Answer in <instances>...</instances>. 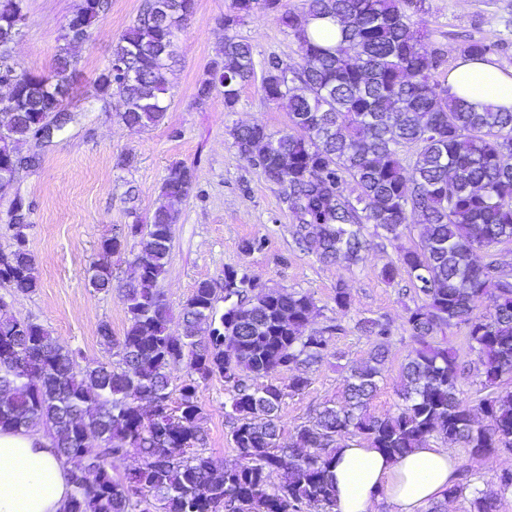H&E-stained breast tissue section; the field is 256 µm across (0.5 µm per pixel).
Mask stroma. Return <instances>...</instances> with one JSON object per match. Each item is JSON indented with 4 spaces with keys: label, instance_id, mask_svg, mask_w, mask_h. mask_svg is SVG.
I'll list each match as a JSON object with an SVG mask.
<instances>
[{
    "label": "stroma",
    "instance_id": "1",
    "mask_svg": "<svg viewBox=\"0 0 512 512\" xmlns=\"http://www.w3.org/2000/svg\"><path fill=\"white\" fill-rule=\"evenodd\" d=\"M80 2L27 0V21L13 49L15 60L27 70L49 72L64 26ZM142 3L111 0L107 15L76 50L78 76L67 101L73 122L48 146L30 142L23 148L24 153L40 157L39 165L22 171L17 183L31 204L27 236L39 286L30 294L8 295L10 312L44 324L63 345L81 350L84 365L111 360L97 328L106 321L114 336H122L126 313L118 294L87 287L86 270L98 259L102 239L132 223L134 216L150 215L167 168L180 162L194 170L196 181L178 205L168 271L158 283L171 327H178L182 306L197 283L208 280L223 287L224 271L230 267L266 287L310 295L315 302L310 329L337 324L341 330L331 336L325 358L313 367L311 385L280 405L282 438L287 441L297 426L337 400L351 367L368 358L374 340L358 330V321L384 320L391 329L388 354L369 411L375 416L395 412L401 367L415 347L407 318L423 299L407 275L389 281L383 270L397 264L401 249L418 248L416 218L402 226L396 241L382 229L366 225L369 247L355 263L325 264L297 248V224L280 188L268 184L258 168L237 154L230 136L237 124L259 123L275 133L287 129L286 106L265 100L256 82L243 88L232 112L225 111L224 97L217 92L206 104L195 101L198 81L224 45L222 19L231 12L233 0H196L193 15L178 34L171 104L164 120L145 131L118 122L119 100L94 102L93 81L113 45L136 21ZM410 15L424 23L425 45L440 58L439 81H447L471 40L487 44L500 67L512 68V0H419ZM236 33L253 44L256 59L274 55L289 65L300 61L295 40L274 12L253 9ZM128 156L134 159L129 166L123 163ZM253 239L262 240L261 249H245V242ZM340 286L349 296L345 309L335 302ZM436 340L453 349L467 374L460 398L475 402L480 389L478 350L461 327L445 329ZM224 400L223 380L215 378L202 386L206 453L220 468L238 462L229 440ZM457 458L469 468L473 486L482 489L494 483L500 470L512 468V451L484 458L461 447Z\"/></svg>",
    "mask_w": 512,
    "mask_h": 512
}]
</instances>
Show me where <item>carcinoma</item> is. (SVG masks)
I'll return each instance as SVG.
<instances>
[{
  "mask_svg": "<svg viewBox=\"0 0 512 512\" xmlns=\"http://www.w3.org/2000/svg\"><path fill=\"white\" fill-rule=\"evenodd\" d=\"M26 0H0V34L24 26ZM413 0H305L299 11H280L279 21L298 44L301 62L283 74L281 61H256L250 42L225 35L221 56L196 87L203 103L214 92L233 112L242 89L261 73L263 97L288 103V129L260 124L230 130L238 155L254 163L266 182L283 190L298 224L297 244L321 262H357L367 249L362 226L373 224L396 240L408 216L418 217L421 246L403 251L399 265L383 271L391 281L406 272L424 305L408 324L420 345L402 368V403L383 417L368 412L386 361L389 327L366 318L358 329L378 342L369 359L351 368L343 399L326 405L313 422L296 427L280 444V404L311 384L308 370L322 361L329 326L308 330L315 309L311 296L258 288L234 268L224 271V312L217 291L199 282L181 311L179 328L157 289L167 271L174 203L187 197L195 174L181 163L167 168L155 207L145 223L134 220L127 234L143 236L144 270L119 291L128 326L120 338L102 322L98 336L115 349V361L83 367L82 352L62 345L45 325L26 322L0 303V429L51 432L53 447L69 465V493L62 512H334L336 490L330 465L336 440L358 436L393 458H402L441 435L470 455L490 457L512 450V274L494 255L473 256L512 243V112L491 105L477 109L436 79L438 57L422 45L407 7ZM279 11L281 0H235L224 16L229 31L254 6ZM110 0H82L71 15L89 37ZM195 10V0H143L139 18L113 45L95 79L99 99L122 101L118 120L141 130L159 124L170 101L176 33ZM338 27L324 45L307 32L312 19ZM48 75L20 70L12 92L7 133L0 134V175L19 177L38 156L18 159V146L39 135L46 114L61 111L55 132L72 115L70 97L80 42L63 34ZM120 62L132 78L113 83ZM414 149L413 160L404 151ZM358 196L350 200L345 184ZM26 224H12L15 249L0 258V286L15 294L39 287L28 248ZM87 285L98 293L113 288L112 267L92 264ZM489 303L486 315L473 311ZM465 329L483 357L476 406L459 398L465 370L446 346L430 342L447 327ZM183 362L186 378L172 399L167 368ZM291 365L303 372L288 387L272 382L253 388ZM224 381V415L240 462L215 472L200 425V387ZM95 436L102 448L86 444ZM134 448L141 464L123 476L116 462ZM471 486L462 471L448 487L456 498ZM512 492V471L496 476V489H474L473 512H496Z\"/></svg>",
  "mask_w": 512,
  "mask_h": 512,
  "instance_id": "obj_1",
  "label": "carcinoma"
}]
</instances>
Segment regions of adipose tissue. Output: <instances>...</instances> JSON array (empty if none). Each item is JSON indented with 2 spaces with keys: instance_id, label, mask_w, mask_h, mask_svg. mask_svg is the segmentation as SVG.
Here are the masks:
<instances>
[{
  "instance_id": "ef3b65f1",
  "label": "adipose tissue",
  "mask_w": 512,
  "mask_h": 512,
  "mask_svg": "<svg viewBox=\"0 0 512 512\" xmlns=\"http://www.w3.org/2000/svg\"><path fill=\"white\" fill-rule=\"evenodd\" d=\"M451 94L480 105L512 110V69L488 56H461L448 75ZM456 457L428 442L401 459L369 443L345 442L332 463L336 512H422L443 497L455 478ZM67 465L44 430H0V512H61L69 487Z\"/></svg>"
}]
</instances>
